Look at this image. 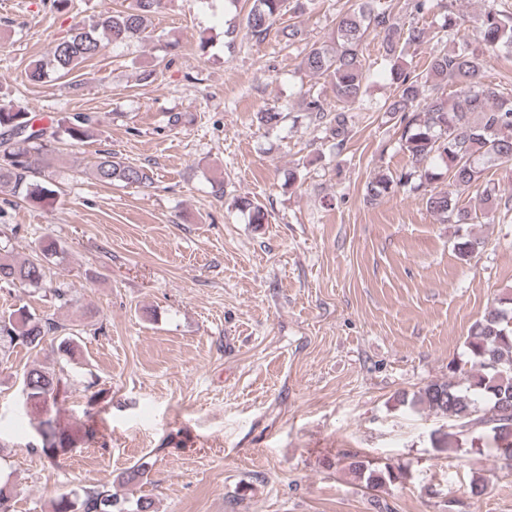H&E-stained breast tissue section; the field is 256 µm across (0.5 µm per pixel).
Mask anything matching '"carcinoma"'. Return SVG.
I'll use <instances>...</instances> for the list:
<instances>
[{
	"instance_id": "cac0c4a2",
	"label": "carcinoma",
	"mask_w": 512,
	"mask_h": 512,
	"mask_svg": "<svg viewBox=\"0 0 512 512\" xmlns=\"http://www.w3.org/2000/svg\"><path fill=\"white\" fill-rule=\"evenodd\" d=\"M245 26L250 39L261 44L281 38L295 42L304 30L297 22L283 24L288 14L299 18L313 9L315 0H251ZM163 0H132L124 10H106L89 23L79 22L71 33L54 43L48 64L60 76H66L80 64L97 57L108 44L120 45L132 39L152 37L151 17ZM408 25L399 24L378 0H361L358 9L340 14L329 44H313L301 66L329 79L336 100L344 104L366 102L371 65L362 50L366 35L380 38L381 57L390 63L395 94L377 108L399 117L400 149L411 159V167L397 174L380 172L366 186V199H382L394 186L422 191L426 206L443 224L458 225L455 248L465 258L481 247L482 241L465 230L483 216L500 209L512 211V196L503 197L490 186H482V177L491 167L512 165V98L504 95L502 85L485 79L487 59L505 51L512 54V6L484 12L476 27L482 48L475 50L459 37V17L445 11L443 22L435 29L419 26V19L435 8L434 0H409ZM434 42L425 70L403 67L399 56L411 46ZM452 88L446 92V88ZM304 111L324 125L326 137L343 145L349 129V116L342 108L331 109L319 96L302 94ZM34 121L26 109L0 107V184L10 185L23 198L40 203L47 189L29 181L53 151V144L64 139L80 142L88 137L97 119L90 114H68L51 119L50 126L21 139L15 129ZM101 183H119L141 187L152 182L146 167L125 162L103 152L93 169ZM447 181V188L435 184ZM483 187L479 203L466 206L461 198L472 188ZM250 222L262 224L265 208L249 199L239 200ZM64 253V246L53 239L41 242L40 256L18 260L0 248V283H20L29 288L46 287V263ZM65 325L40 316L23 305L0 315V360L22 347L41 351L46 341L56 343L62 357L73 355L81 339L74 333L63 335ZM471 371L431 382L401 402L416 411H428L445 420L448 447L465 453H481L491 447L496 454L512 459V297H502L469 328L464 342ZM26 400L38 409L46 402L56 407L70 392L68 378L54 368L34 364L21 379ZM98 413L87 412L81 431H73L58 419L43 417L32 425L41 440V453L56 460L97 434ZM349 468L365 481L369 490L392 484L404 476L399 467L379 466L366 457L354 455ZM51 512H124L113 500L111 490L90 488L81 493H65L51 503Z\"/></svg>"
}]
</instances>
